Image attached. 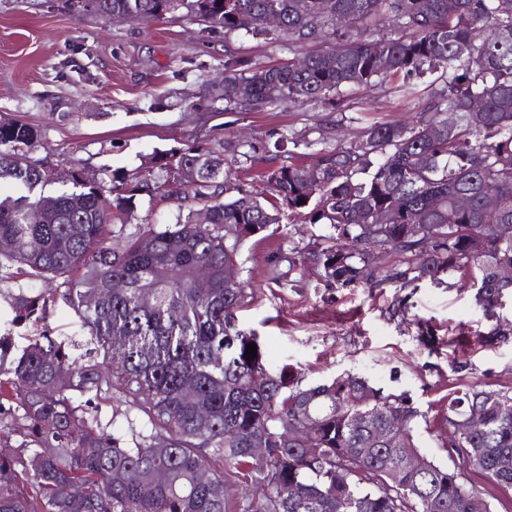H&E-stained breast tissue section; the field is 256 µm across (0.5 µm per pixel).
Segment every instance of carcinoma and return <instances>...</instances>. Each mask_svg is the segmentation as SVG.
<instances>
[{"label":"carcinoma","instance_id":"obj_1","mask_svg":"<svg viewBox=\"0 0 512 512\" xmlns=\"http://www.w3.org/2000/svg\"><path fill=\"white\" fill-rule=\"evenodd\" d=\"M66 2L143 21L184 9L226 39L287 41L294 57L274 65L227 51L220 85L205 96L224 112L283 103L336 112L348 92L379 83L407 95L427 74L442 85L409 125L376 122L344 146L292 141L315 149L310 163L281 159L286 135L271 133L156 150L131 170L91 175L75 165L61 181L51 161L33 156L40 128L0 119V240L11 242L0 279L60 281L54 299L19 287L13 307L40 319L58 299L94 345L83 361L45 336L13 355L0 336V434L21 438L0 453V512H225L217 489L226 466L245 485L240 512H469L481 490L456 471L433 459L419 476L400 467L426 419L407 393L351 373L304 385L270 370L260 351L246 358L259 336L234 323L247 294L243 281L224 280V263L285 221L326 224L329 234L290 252L288 273L314 267L326 288H447L458 274L493 321L478 336L503 335L497 309L512 298V237L491 225L512 224V0H454L451 10L448 0ZM268 12L279 30L264 27ZM256 176L266 199L249 190ZM489 193L499 200L493 218L481 204ZM461 195L469 207L457 206ZM163 201L175 204L171 223L137 214ZM383 213L391 222L375 223ZM200 266L209 269L203 292L194 287ZM114 394L144 421L129 437L98 418L94 400ZM468 416L479 427L461 433L457 421ZM445 421V447L480 459L478 473L511 488L512 470L498 461L512 456V390L458 388ZM299 426L317 454L306 455ZM253 448L266 449L263 462Z\"/></svg>","mask_w":512,"mask_h":512}]
</instances>
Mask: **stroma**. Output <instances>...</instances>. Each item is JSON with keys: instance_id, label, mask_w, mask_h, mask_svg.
Here are the masks:
<instances>
[{"instance_id": "stroma-1", "label": "stroma", "mask_w": 512, "mask_h": 512, "mask_svg": "<svg viewBox=\"0 0 512 512\" xmlns=\"http://www.w3.org/2000/svg\"><path fill=\"white\" fill-rule=\"evenodd\" d=\"M264 64L289 58L288 45L257 36L225 38L184 14L153 22L70 9L65 0H0V118L39 126L36 156H49L60 172L75 163L88 169L137 167L153 151L234 134L264 139L287 130L306 139L327 126L339 145L370 123H406L421 109L430 77L418 79V97L407 98L383 83L348 96L341 111L281 105L261 112H217L200 106L207 86L224 69L227 49ZM325 225L284 224L240 250L239 277L247 299L236 310L240 329L255 331L266 364L317 384L350 372L387 391L408 392L427 416L418 427L422 455L452 466L444 443L442 409L449 393L468 383L512 389V336L484 343L488 320L467 288L327 289L308 268L289 281L288 248L306 245ZM0 282V335L21 352L42 335L68 344L79 356L90 338L74 310L49 306L45 319L17 320L6 300L16 291ZM433 338L420 342L416 319ZM464 370H452V363Z\"/></svg>"}]
</instances>
